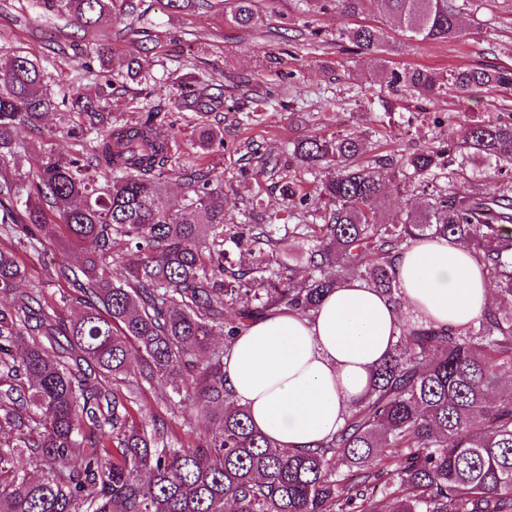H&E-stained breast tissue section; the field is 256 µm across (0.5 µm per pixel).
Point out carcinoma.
I'll use <instances>...</instances> for the list:
<instances>
[{"instance_id":"1","label":"carcinoma","mask_w":512,"mask_h":512,"mask_svg":"<svg viewBox=\"0 0 512 512\" xmlns=\"http://www.w3.org/2000/svg\"><path fill=\"white\" fill-rule=\"evenodd\" d=\"M357 16L379 3L414 41L466 36L453 0H322ZM85 31L125 15L150 37L135 0H43ZM230 21L251 28L256 0H230ZM375 65L384 116L410 91L421 99L511 89L512 69L475 65L436 72L399 68L400 43L373 25L339 32ZM107 98L142 77L132 54L115 71L94 51ZM212 83L176 77V108L212 112ZM81 119L73 150L40 147L32 181L0 178V512H512V112L471 120L458 141L365 157L352 133L298 137L289 160L264 158L279 175L282 208L258 196L248 222L229 215L221 181L180 166L174 125L151 110L110 122L102 103L49 91L43 67L0 59V162L18 131L58 107ZM201 156L224 150L220 127L197 128ZM298 167L313 177L304 189ZM482 167L508 180L483 192L467 175ZM182 171L184 204L166 199ZM423 206L391 221L389 189ZM60 241L52 275L76 289L81 313L65 321L38 288H19V253ZM446 240L472 250L499 301L458 329L407 326L369 387L328 442L295 453L251 423L224 386V346L253 318L289 307L308 314L356 276L401 304L402 249ZM122 242L136 258L112 266ZM307 268L296 277L285 246ZM134 379H129V376ZM167 388L172 414L193 411L209 427L185 446L174 425L147 415L141 394Z\"/></svg>"}]
</instances>
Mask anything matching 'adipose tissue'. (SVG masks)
<instances>
[{"mask_svg": "<svg viewBox=\"0 0 512 512\" xmlns=\"http://www.w3.org/2000/svg\"><path fill=\"white\" fill-rule=\"evenodd\" d=\"M396 276L402 308L351 278L311 314L282 308L240 331L224 359V382L274 443L304 451L335 435L406 314L459 328L491 303V284L472 253L444 240L405 250Z\"/></svg>", "mask_w": 512, "mask_h": 512, "instance_id": "obj_1", "label": "adipose tissue"}]
</instances>
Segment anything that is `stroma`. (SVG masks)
Instances as JSON below:
<instances>
[{"label": "stroma", "mask_w": 512, "mask_h": 512, "mask_svg": "<svg viewBox=\"0 0 512 512\" xmlns=\"http://www.w3.org/2000/svg\"><path fill=\"white\" fill-rule=\"evenodd\" d=\"M143 3L151 32L152 50L143 59L149 77L128 82L125 92L112 96L107 109L115 117L132 120L142 106L153 107L161 119L174 121L183 164L195 165L197 116L177 112L171 76L191 68L206 71L214 87L224 93L223 100L214 105L216 117L223 120L224 153L213 157L211 164L215 174L231 186L230 200L236 205L257 195L268 208L281 206L276 176L242 175L248 151L262 158L278 156L288 141L302 135L361 132L366 128L365 113L380 109L379 88L370 80V65L356 61L336 41L346 28L385 24L380 11L351 17L334 9L319 10L313 0H259L261 19L246 29L228 23L224 0H204L197 8L180 13L168 10L166 0ZM462 19L471 30L457 41L413 42L403 39L400 31L390 30L391 39L401 43L397 66L443 72L476 64L512 68V0H468ZM129 24L122 16L87 33L65 26L38 0H0V56L21 53L37 59L52 91L77 87L94 99L100 93L99 79L84 72L82 64L102 42L111 43L113 61L121 63L134 47ZM52 40L69 44V51H50ZM259 87L274 90L278 105L258 107L255 90ZM228 102L236 103L238 113L225 112ZM402 102L410 111H427L431 121L409 126L397 120L382 126L380 154L409 152L432 137L458 139L467 121L512 108V91L486 90L466 101L452 93L426 102L406 96ZM256 109L262 112L260 122L240 124L239 112ZM79 123L78 116L58 110L43 117L40 130L21 129L19 137L29 151L10 167L17 181L32 179L31 152L42 141H49L56 153H69L72 132ZM57 257L52 241L47 242L43 255L22 254L24 287L40 285L50 299L69 291V283L47 271Z\"/></svg>", "instance_id": "stroma-1"}]
</instances>
